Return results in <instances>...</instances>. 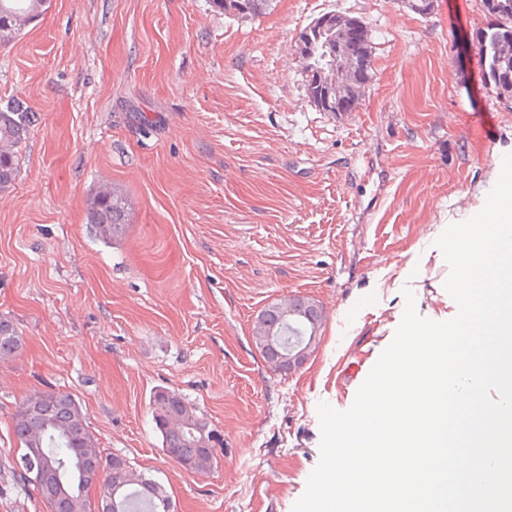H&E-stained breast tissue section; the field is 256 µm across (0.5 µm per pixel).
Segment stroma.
<instances>
[{"instance_id":"stroma-1","label":"stroma","mask_w":512,"mask_h":512,"mask_svg":"<svg viewBox=\"0 0 512 512\" xmlns=\"http://www.w3.org/2000/svg\"><path fill=\"white\" fill-rule=\"evenodd\" d=\"M366 24L374 63L357 109L308 99L296 34L329 12ZM481 0H275L241 18L212 0H51L0 45V107L32 112L0 194V512H47L12 476L11 415L72 393L100 450L165 485L175 512H293L320 460V403L348 410L392 342L411 289L443 322L458 305L437 238L484 206L512 111L485 88ZM122 193L126 233L87 224ZM320 305L316 349L273 372L259 312ZM180 392L223 442L187 472L162 448L154 389ZM21 336L12 320L0 317V360L13 356L21 347Z\"/></svg>"}]
</instances>
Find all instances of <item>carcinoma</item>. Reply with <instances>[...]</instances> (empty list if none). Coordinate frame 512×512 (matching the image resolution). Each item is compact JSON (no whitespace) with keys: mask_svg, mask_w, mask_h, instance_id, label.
<instances>
[{"mask_svg":"<svg viewBox=\"0 0 512 512\" xmlns=\"http://www.w3.org/2000/svg\"><path fill=\"white\" fill-rule=\"evenodd\" d=\"M486 26L479 29L478 53L487 88L512 109V79L498 73L503 55L512 58V0H482ZM50 0H0V17L10 22L35 19L47 12ZM31 124V112L20 102L0 108V192L10 190L18 175L17 153ZM98 240L108 243L126 232L125 202L115 193L100 192L87 212ZM293 304L304 323L322 318L311 299L296 296ZM264 323L283 331L278 308L271 304L262 310ZM21 336L12 320L0 317V360L13 356L21 347ZM153 422L161 435L163 450L183 469H208L214 457L203 447V438L214 434L209 424L179 392L164 387L150 396ZM13 434L20 451L19 477L33 486L49 512H166L169 496L165 487L145 478L139 484L114 481L113 471L124 462L117 456L98 455L97 467L105 482L106 498L101 505L81 492L80 471L74 464L82 448L97 447L86 413L74 395L66 391L35 390L19 401L11 416ZM42 470L50 484L35 481L32 468Z\"/></svg>","mask_w":512,"mask_h":512,"instance_id":"1","label":"carcinoma"}]
</instances>
